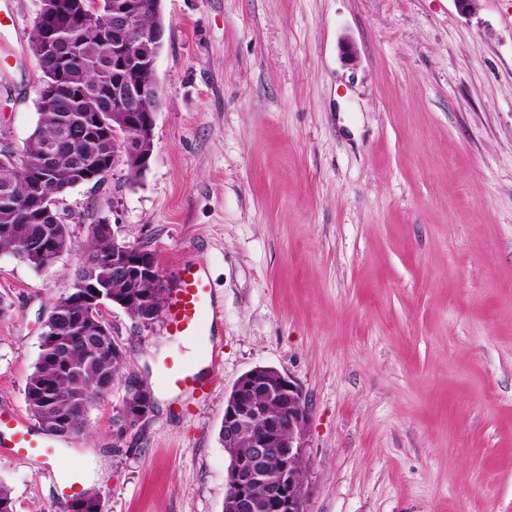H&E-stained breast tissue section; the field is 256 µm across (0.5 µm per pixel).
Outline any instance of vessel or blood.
Wrapping results in <instances>:
<instances>
[{
	"label": "vessel or blood",
	"mask_w": 512,
	"mask_h": 512,
	"mask_svg": "<svg viewBox=\"0 0 512 512\" xmlns=\"http://www.w3.org/2000/svg\"><path fill=\"white\" fill-rule=\"evenodd\" d=\"M165 314L170 335L195 343L197 353L192 361L168 367L160 383L167 393L175 397L203 398L208 395L212 385V378L205 368L216 365L220 354L214 342L198 341V324L205 314L211 315L213 320H221L223 309L202 267L185 264L176 269L169 284ZM2 426L12 429L5 451L16 458H28L35 449L47 445L43 438L30 435L23 422L0 412Z\"/></svg>",
	"instance_id": "1"
}]
</instances>
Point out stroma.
Masks as SVG:
<instances>
[{"label": "stroma", "mask_w": 512, "mask_h": 512, "mask_svg": "<svg viewBox=\"0 0 512 512\" xmlns=\"http://www.w3.org/2000/svg\"><path fill=\"white\" fill-rule=\"evenodd\" d=\"M38 0L0 10V144L38 120ZM147 170L65 193L70 248L0 253V409L24 388L87 226L148 242L164 277L201 265L223 320L207 399L159 385L192 345L107 306L126 352L85 434L0 453L15 512H64L78 469L103 512H224L219 438L236 380L303 389L306 512H512V0H162ZM151 413L122 427L131 383Z\"/></svg>", "instance_id": "35a3bbf8"}]
</instances>
